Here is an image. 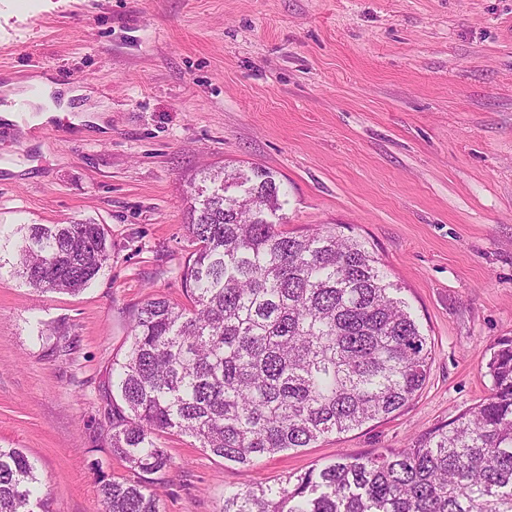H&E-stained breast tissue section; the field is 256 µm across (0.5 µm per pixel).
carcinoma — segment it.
Instances as JSON below:
<instances>
[{"mask_svg":"<svg viewBox=\"0 0 512 512\" xmlns=\"http://www.w3.org/2000/svg\"><path fill=\"white\" fill-rule=\"evenodd\" d=\"M205 179L220 191L200 189L189 206V305L145 300L112 360L103 421L128 475L99 474L102 512H160L157 488L173 467L164 434L247 471L401 410L427 379L428 338L364 242L330 224L283 229L269 171ZM111 261L102 224H32L14 274L76 294ZM487 368V398L407 447L232 489L220 512H512V339ZM49 495L24 449L0 447V512H50Z\"/></svg>","mask_w":512,"mask_h":512,"instance_id":"obj_1","label":"carcinoma"}]
</instances>
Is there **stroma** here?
<instances>
[{
    "instance_id": "stroma-1",
    "label": "stroma",
    "mask_w": 512,
    "mask_h": 512,
    "mask_svg": "<svg viewBox=\"0 0 512 512\" xmlns=\"http://www.w3.org/2000/svg\"><path fill=\"white\" fill-rule=\"evenodd\" d=\"M49 78L80 123L18 143L0 118V446L25 449L54 512H99L127 470L99 411L135 309L185 303L188 206L206 170L272 172L288 230L365 241L432 343L401 411L250 470L189 438L161 512H219L337 454L404 447L486 398L512 338V0H0L5 83ZM104 225L112 263L77 294L11 275L28 224ZM65 348L33 339L35 321Z\"/></svg>"
}]
</instances>
